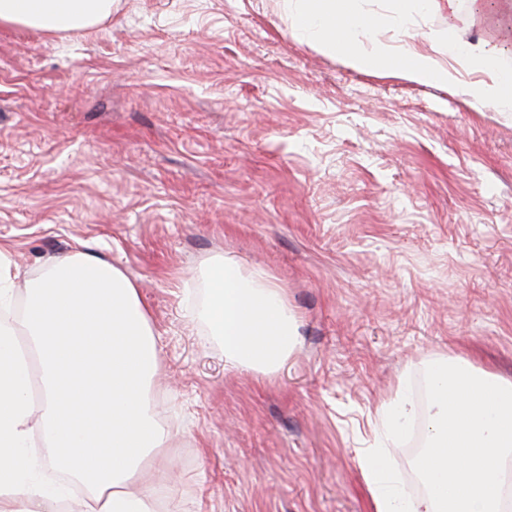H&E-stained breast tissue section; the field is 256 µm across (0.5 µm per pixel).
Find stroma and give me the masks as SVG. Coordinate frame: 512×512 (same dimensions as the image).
Returning <instances> with one entry per match:
<instances>
[{"label":"stroma","mask_w":512,"mask_h":512,"mask_svg":"<svg viewBox=\"0 0 512 512\" xmlns=\"http://www.w3.org/2000/svg\"><path fill=\"white\" fill-rule=\"evenodd\" d=\"M425 35L477 42L466 0ZM87 243L160 346L177 512H374L360 457L438 356L512 381V110L353 69L283 0H115L93 29L0 24V246L22 278ZM264 273L298 320L277 372L229 367L203 268ZM419 421L387 444L409 494Z\"/></svg>","instance_id":"stroma-1"}]
</instances>
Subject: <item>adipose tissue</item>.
Here are the masks:
<instances>
[{
	"mask_svg": "<svg viewBox=\"0 0 512 512\" xmlns=\"http://www.w3.org/2000/svg\"><path fill=\"white\" fill-rule=\"evenodd\" d=\"M496 44L455 38L417 47L431 10L455 16L458 0H391L371 14L361 0H295L291 25L321 52L353 67L394 68L416 84L451 85L477 105L512 108V69L498 55L512 42L502 0H470ZM112 0H0V23L56 33L85 30ZM481 74L462 83V72ZM202 318L224 345L226 364L268 373L295 346L288 297L266 276L227 259L209 266ZM0 251V512H58L63 488L38 474L61 470L85 489L75 512H161L156 490L136 475L170 431L158 420L152 383L160 347L137 286L111 259L84 245L48 261L25 292ZM415 408L403 388L377 409L387 439L403 434ZM46 452L37 456L35 444Z\"/></svg>",
	"mask_w": 512,
	"mask_h": 512,
	"instance_id": "adipose-tissue-1",
	"label": "adipose tissue"
}]
</instances>
